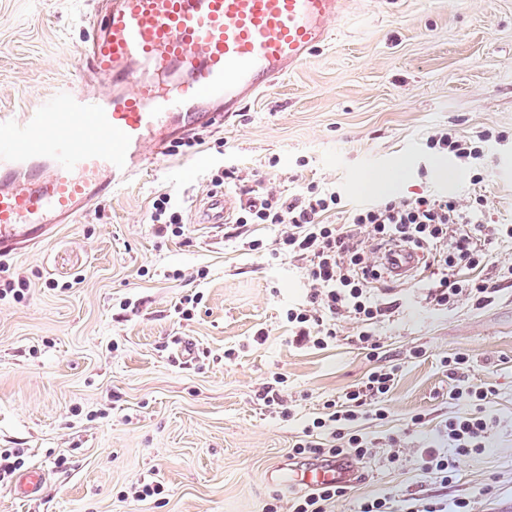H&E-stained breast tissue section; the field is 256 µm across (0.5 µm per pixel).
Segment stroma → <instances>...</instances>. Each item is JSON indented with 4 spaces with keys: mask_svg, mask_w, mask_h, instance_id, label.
Here are the masks:
<instances>
[{
    "mask_svg": "<svg viewBox=\"0 0 512 512\" xmlns=\"http://www.w3.org/2000/svg\"><path fill=\"white\" fill-rule=\"evenodd\" d=\"M100 2L0 0V113L20 117L81 83L78 49ZM448 131L482 139L478 165L428 148ZM230 167L286 196L335 188L333 224L384 196L478 192L486 223L512 224V0H351L333 40L222 130L174 144L111 199L0 258V280L23 290L0 301V453L20 452L46 478L27 500L1 481L0 512H287L274 470L297 465L292 446L324 402L379 365L397 369L387 416L353 423L374 448L328 512L377 497L387 512L455 499L497 512L512 500V280L487 306L446 311L394 282L399 306L376 328L374 357L349 321L326 348L296 345L284 313L305 303L308 283L299 262L271 258L277 226L251 225L238 240L191 223L162 237L151 221L158 196L192 212ZM384 171L386 193L361 188ZM251 239L262 249L247 250ZM191 296L186 318L176 308ZM456 352L470 362L455 377L441 360ZM278 373L286 417L257 397ZM461 384L491 388L481 408L496 423L488 448L457 458L447 481L424 451L448 418L470 412L452 397ZM144 480L160 494L138 500Z\"/></svg>",
    "mask_w": 512,
    "mask_h": 512,
    "instance_id": "1",
    "label": "stroma"
}]
</instances>
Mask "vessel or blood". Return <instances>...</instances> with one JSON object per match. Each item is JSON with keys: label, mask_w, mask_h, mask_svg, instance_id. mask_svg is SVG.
Here are the masks:
<instances>
[{"label": "vessel or blood", "mask_w": 512, "mask_h": 512, "mask_svg": "<svg viewBox=\"0 0 512 512\" xmlns=\"http://www.w3.org/2000/svg\"><path fill=\"white\" fill-rule=\"evenodd\" d=\"M347 0H111L81 47L91 83L67 87L21 119L0 115V256L45 241L60 224L110 198L177 141L219 129L275 80L328 42ZM235 198L212 192L198 224H222ZM418 256L396 249L403 277ZM333 465L277 470L307 487L343 478Z\"/></svg>", "instance_id": "b4317fda"}]
</instances>
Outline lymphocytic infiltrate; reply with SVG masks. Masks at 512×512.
Instances as JSON below:
<instances>
[{"instance_id": "lymphocytic-infiltrate-1", "label": "lymphocytic infiltrate", "mask_w": 512, "mask_h": 512, "mask_svg": "<svg viewBox=\"0 0 512 512\" xmlns=\"http://www.w3.org/2000/svg\"><path fill=\"white\" fill-rule=\"evenodd\" d=\"M340 202L339 193L311 185L289 197L268 192L250 199L235 219L239 229L278 225L275 255L300 262L305 269L307 300L285 312L296 344L325 348L337 339L338 321L350 319L357 325L355 341L360 348L378 350L375 328L397 303L375 293L372 284L383 276L378 254L395 243L422 251L427 274L421 288L433 306L444 309L463 299L479 306L492 303V288L474 279L473 273L484 270L488 245L512 239V225L484 223L482 197L387 199L356 209L346 223H325V214ZM395 380L394 367L380 365L343 396L325 401L323 416L306 426L293 453L346 466L364 459L369 453L367 440L344 434L343 427L362 416L385 418L384 403ZM493 424L488 416L454 417L445 433L456 454L466 456L485 449ZM349 488V482L341 481L295 493L288 499V512H327Z\"/></svg>"}]
</instances>
